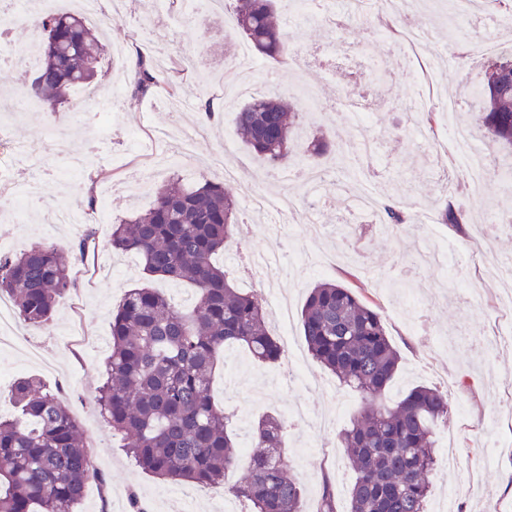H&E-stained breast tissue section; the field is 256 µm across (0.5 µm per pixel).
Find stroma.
I'll use <instances>...</instances> for the list:
<instances>
[{
  "instance_id": "1",
  "label": "stroma",
  "mask_w": 512,
  "mask_h": 512,
  "mask_svg": "<svg viewBox=\"0 0 512 512\" xmlns=\"http://www.w3.org/2000/svg\"><path fill=\"white\" fill-rule=\"evenodd\" d=\"M458 3L408 0L404 6H374L352 23L342 14L281 15V25L291 35L289 59L279 66L259 60L253 80L261 92L286 97L296 96L304 83L315 89L319 102L304 109L302 136L333 135L337 141L319 161L327 181L312 201L300 199L297 181L288 177L305 166V159L274 167L238 138L236 109L225 105L221 81L230 60L253 46L234 21L203 4L190 11L181 0L102 4L92 24L103 36L93 84L101 93L97 110L112 114L111 129L101 132L84 125V113H51L41 105L8 120L7 135L0 138V171L8 174L15 192L37 181L47 200L83 209L90 200L82 198L83 187H90V198L108 197V221L94 229L96 246L72 267L76 290L59 299L43 328L15 319L24 346L0 353V370L6 373L0 382V417L14 412L7 391L19 377L32 375L45 386L66 389L73 418L100 473L85 486L81 512H132L136 499L146 512H222L228 503L235 512H249L247 502L224 490L242 478L243 469L230 470L221 487L152 477L127 458L120 437L94 407L112 349V312L128 290L142 283L133 255L108 253V263L102 264L98 253L108 252L113 224L131 211L149 207L156 189L172 177L187 183L223 179L216 163L220 156L233 159L241 172L229 185L238 203L239 232L226 252L216 255V263L244 289L248 283L241 255L256 252L274 258L265 289L287 296L296 317L310 289L326 279L350 285L376 305L401 356L386 401L397 402L418 385L446 389L448 427L458 434L460 461L479 474L478 486L460 493L459 512H488L492 507L512 512V418L497 415L501 406L512 404V344L487 354L477 348L487 329L512 330V311L498 307L499 284L485 275L491 258L512 257V231H491L483 222L490 210L512 214V186L495 177L473 183L450 141L452 126L477 125L479 110L466 89L481 78L490 58L487 37L508 31L512 21L488 5L464 13ZM385 18L397 32L424 28L435 36L420 55L433 61L431 75L438 91L459 104L456 111L436 113V126H429L426 113L412 114L402 107L414 88L403 51L380 38ZM10 26L14 36L0 39V51L12 58L11 63L0 64V96L8 100L24 96L32 69L19 58L24 46L40 37L21 18H14ZM140 51L158 54L165 70L171 58H191L192 68L177 97L161 90L138 103L110 99L112 77L131 73ZM339 88L378 107L370 130L379 143L378 155L369 159L376 171L374 180H362L340 147L351 135L349 124L342 122L340 112L321 106ZM205 98L221 104L216 117L201 112L199 104ZM18 145L35 155V162L18 160ZM443 172L460 189V196L450 200L439 194ZM340 178L354 192L383 184L380 202L395 200L412 216L406 231L390 234L381 221L353 212L336 190ZM255 192L288 193L298 202L274 230L272 214L246 210V196ZM450 203L465 211L464 224L442 223L441 212ZM43 220V208L34 206L21 212L19 223L0 224V234L13 239L19 251L35 241L67 251L87 231L83 224L48 228ZM315 221L325 227L317 241L307 235L308 225ZM286 334L303 362L304 380L285 381L287 360L262 364L246 349L232 347L218 362L212 393L232 417L239 448L247 451L254 448L249 430L262 415L287 418L298 405L311 416L334 414L332 430L321 434L289 425L283 452L303 486V512H316L327 477L334 479L336 502L345 512L354 472L338 433L359 412L361 400L312 358L298 320Z\"/></svg>"
}]
</instances>
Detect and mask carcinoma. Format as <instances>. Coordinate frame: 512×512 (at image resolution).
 <instances>
[{"instance_id": "cac0c4a2", "label": "carcinoma", "mask_w": 512, "mask_h": 512, "mask_svg": "<svg viewBox=\"0 0 512 512\" xmlns=\"http://www.w3.org/2000/svg\"><path fill=\"white\" fill-rule=\"evenodd\" d=\"M234 2L239 30L267 60L284 62L288 34L277 23L276 0ZM31 23L54 33L53 40H42L31 94L52 112L63 104L77 109L70 92L94 78L100 42L81 15L42 10ZM156 71L153 57L137 55L130 101L154 94ZM476 94L494 170L512 156V52L484 66ZM236 133L259 156L282 162L301 145L299 109L279 96H251L236 112ZM236 210L234 195L220 181L171 183L157 189L149 208L115 225L107 242L136 256L146 278L184 283L195 292L193 305L181 309L151 285L128 291L112 316V351L95 400L109 427L125 436L126 453L162 480L224 483L239 455L228 417L213 402L210 374L230 345L247 348L261 363H275L283 353L266 329L261 297L240 291L212 262L234 238ZM408 220L396 205L383 208V223L394 231ZM93 239L90 228L68 259L42 243L0 255V297L8 296L24 321L47 324L57 301L75 287L70 262L82 260ZM301 328L313 358L362 396L361 412L339 433L356 473L347 512H426L448 392L416 386L393 405L384 401L399 351L377 308L339 282L311 289ZM8 394L17 415L0 418V512H72L98 473L66 398L35 377L17 379ZM284 430L274 415L254 425V445L263 452L250 458L247 479L233 488L252 512H302V484L281 454ZM318 512H337L329 480Z\"/></svg>"}]
</instances>
